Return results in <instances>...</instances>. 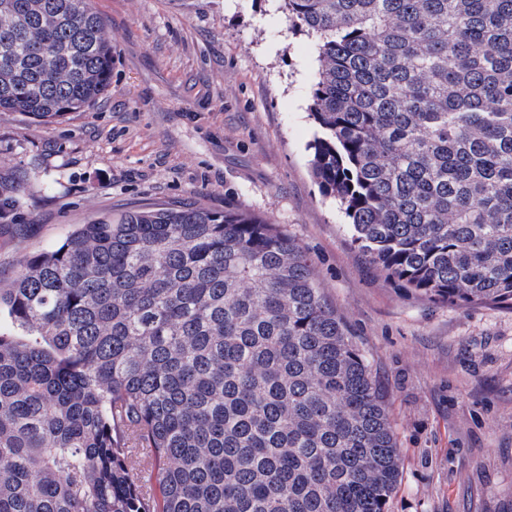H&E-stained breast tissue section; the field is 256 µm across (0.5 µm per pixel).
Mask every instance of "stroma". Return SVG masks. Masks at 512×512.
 <instances>
[{"label": "stroma", "mask_w": 512, "mask_h": 512, "mask_svg": "<svg viewBox=\"0 0 512 512\" xmlns=\"http://www.w3.org/2000/svg\"><path fill=\"white\" fill-rule=\"evenodd\" d=\"M112 78L86 111L0 112V288L76 225L146 202L241 204L295 237L388 391V512H512V310L396 288L311 174L313 39L283 0H91Z\"/></svg>", "instance_id": "obj_1"}]
</instances>
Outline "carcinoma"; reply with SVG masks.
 <instances>
[{"mask_svg": "<svg viewBox=\"0 0 512 512\" xmlns=\"http://www.w3.org/2000/svg\"><path fill=\"white\" fill-rule=\"evenodd\" d=\"M91 0H0V112L93 104ZM312 171L376 270L512 309V0H283ZM386 394L298 241L242 205L92 220L0 289V512H387Z\"/></svg>", "mask_w": 512, "mask_h": 512, "instance_id": "1", "label": "carcinoma"}]
</instances>
